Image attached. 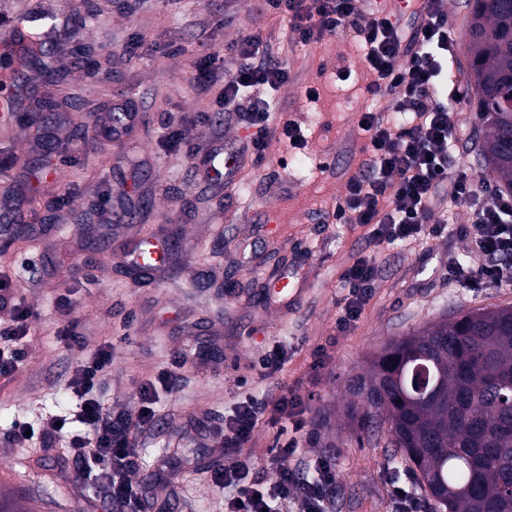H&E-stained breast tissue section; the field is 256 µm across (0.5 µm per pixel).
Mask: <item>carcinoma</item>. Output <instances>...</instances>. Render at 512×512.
Instances as JSON below:
<instances>
[{
    "label": "carcinoma",
    "mask_w": 512,
    "mask_h": 512,
    "mask_svg": "<svg viewBox=\"0 0 512 512\" xmlns=\"http://www.w3.org/2000/svg\"><path fill=\"white\" fill-rule=\"evenodd\" d=\"M468 4L483 156L512 188V0ZM350 389V420L387 428V445L442 512H512V306L460 312L389 341Z\"/></svg>",
    "instance_id": "cac0c4a2"
}]
</instances>
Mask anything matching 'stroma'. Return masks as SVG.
I'll return each instance as SVG.
<instances>
[{"label": "stroma", "mask_w": 512, "mask_h": 512, "mask_svg": "<svg viewBox=\"0 0 512 512\" xmlns=\"http://www.w3.org/2000/svg\"><path fill=\"white\" fill-rule=\"evenodd\" d=\"M11 2L16 11L70 17L75 32L53 46L50 69L62 82L49 83L41 68L27 70L35 91L59 103L48 126L66 156L45 154L29 124L0 126V136L14 143L0 149L12 173L10 183L0 182V206L14 187L25 209L50 216L26 239L0 246V274L38 315L23 366L0 377V490L40 512L109 510L103 493L79 475L74 449L13 438L17 421L36 425L74 410L67 382L75 357L59 335L73 320L88 348L112 344L114 363L99 389L111 408L132 406L137 386L158 370L178 369L179 390L161 397L156 426L137 438L146 512H222L224 493L210 474L224 463L216 436L224 415L251 396L273 400L283 387L303 396L312 434L288 463L335 455L333 512H389L395 485L425 498L400 454L350 424L349 384L389 340L460 311L512 306V288L449 280V264L466 261L468 251L454 227L434 240L376 247L367 228L330 223L362 160L358 113L369 103L352 36L306 45L288 20L269 18L274 55L290 71L276 93L285 109L273 116L264 161L242 166L227 187L169 146L165 132L183 123L198 153L210 148L193 120L220 88L196 86L195 62L201 42L227 46L253 24L249 0ZM342 66L349 78H339ZM123 104L139 119L116 139L103 120ZM454 110L463 134L452 162L480 175L474 103ZM287 120L300 126L301 145L283 136ZM63 194L71 199L65 209ZM125 196L135 210L126 222L103 226V199ZM159 237L169 247L166 268L146 284L127 277L123 254L138 240ZM366 254L379 266L374 294L356 325L338 331L341 275ZM282 276L299 289L283 312L267 295ZM277 341L287 345L288 360L266 379L255 362Z\"/></svg>", "instance_id": "obj_1"}]
</instances>
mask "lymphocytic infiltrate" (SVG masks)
<instances>
[{"instance_id":"f902f5d3","label":"lymphocytic infiltrate","mask_w":512,"mask_h":512,"mask_svg":"<svg viewBox=\"0 0 512 512\" xmlns=\"http://www.w3.org/2000/svg\"><path fill=\"white\" fill-rule=\"evenodd\" d=\"M405 7L413 19L407 27L399 14L369 8L364 0H259L255 12L290 16L293 30L306 44L352 33L369 78L367 93L390 99L385 108L359 115L364 159L332 212L333 223L366 227L370 241L379 245L435 239L446 225L434 220L433 205L436 200H448L472 213L470 223L457 228L470 243L469 260L449 266V274L471 288L511 287L512 189L500 186L490 174L474 178L451 170V150L461 134L451 105L468 92L459 86L446 97L439 92L441 80L457 58L444 0H405ZM228 54L235 57V67L217 71V63ZM219 78L224 87L210 111L202 113L201 122L215 142L221 139L214 131L221 120L248 128V135L232 146L241 160L259 163L265 157L273 114L280 109L273 92L287 84L288 69L275 59L271 40L246 28L227 51L212 48L201 58L197 84L207 88ZM261 86L268 88V96L257 95ZM376 278V259L371 255L359 257L344 270L339 331H348L359 320ZM14 291L12 279L0 275V311L9 316L8 325L0 327L1 377L23 365L26 338L37 319L29 306L15 301ZM64 338L76 357L69 379L76 408L72 415L49 418L39 434L46 440H68L76 450L82 476L108 493L112 512H141L138 450L131 437L156 424L155 406L161 394L177 391L180 380L161 371L138 387L131 410H108L97 387L112 366L111 343L87 349L73 325L66 328ZM303 406L302 397L292 392L281 394L273 403L279 421L291 426L293 434L269 449L263 464L249 447L264 403H238L225 417L220 431L224 468L213 476L215 486L225 491L224 512H330L337 484L335 456L322 454L298 467L287 464L305 428ZM74 422L80 432L70 431ZM263 466L273 470V478L260 475Z\"/></svg>"}]
</instances>
